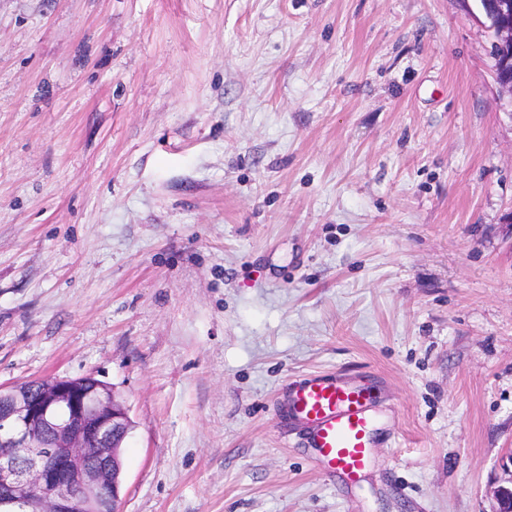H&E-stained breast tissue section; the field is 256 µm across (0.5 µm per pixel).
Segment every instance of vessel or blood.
Returning <instances> with one entry per match:
<instances>
[{
    "label": "vessel or blood",
    "mask_w": 512,
    "mask_h": 512,
    "mask_svg": "<svg viewBox=\"0 0 512 512\" xmlns=\"http://www.w3.org/2000/svg\"><path fill=\"white\" fill-rule=\"evenodd\" d=\"M374 389L333 373L302 376L288 389V416L305 430L320 466L356 483L371 461L379 431Z\"/></svg>",
    "instance_id": "obj_1"
}]
</instances>
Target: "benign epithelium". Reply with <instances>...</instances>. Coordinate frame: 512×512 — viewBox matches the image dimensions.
Wrapping results in <instances>:
<instances>
[{
	"mask_svg": "<svg viewBox=\"0 0 512 512\" xmlns=\"http://www.w3.org/2000/svg\"><path fill=\"white\" fill-rule=\"evenodd\" d=\"M497 53L512 52V0H475ZM132 421L110 386L95 377L0 386V512H87L108 491L106 512H123L124 447ZM494 512H512V486L494 491Z\"/></svg>",
	"mask_w": 512,
	"mask_h": 512,
	"instance_id": "1",
	"label": "benign epithelium"
}]
</instances>
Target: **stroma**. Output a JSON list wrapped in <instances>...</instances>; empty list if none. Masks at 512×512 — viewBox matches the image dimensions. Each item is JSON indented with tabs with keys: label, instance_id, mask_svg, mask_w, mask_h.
Listing matches in <instances>:
<instances>
[{
	"label": "stroma",
	"instance_id": "35a3bbf8",
	"mask_svg": "<svg viewBox=\"0 0 512 512\" xmlns=\"http://www.w3.org/2000/svg\"><path fill=\"white\" fill-rule=\"evenodd\" d=\"M462 0H0V385L93 375L124 512H494L512 103ZM378 377L354 486L282 415Z\"/></svg>",
	"mask_w": 512,
	"mask_h": 512
}]
</instances>
